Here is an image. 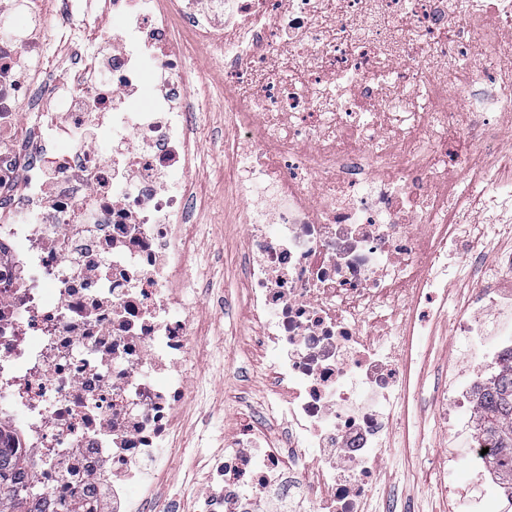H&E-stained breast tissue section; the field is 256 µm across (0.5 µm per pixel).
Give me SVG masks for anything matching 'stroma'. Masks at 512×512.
I'll return each mask as SVG.
<instances>
[{
    "label": "stroma",
    "instance_id": "stroma-1",
    "mask_svg": "<svg viewBox=\"0 0 512 512\" xmlns=\"http://www.w3.org/2000/svg\"><path fill=\"white\" fill-rule=\"evenodd\" d=\"M186 63L199 75L187 108L193 121L205 129L196 170L205 205L192 218L197 226L195 278L202 281L203 291L193 305L197 319L208 324L210 354L193 377L194 399L185 420L184 446L177 449L176 461L156 494L161 510L174 500L185 512L209 490L204 474L210 457L222 452L244 418L260 415L275 399L269 377L272 355L252 345L248 322L238 308L244 294L240 260L245 226L244 214L224 184L222 59L209 47L197 45ZM219 292L231 299L230 307L215 305L213 296ZM420 343L428 352V363L416 378L409 434L398 438L394 450L386 454L369 512H383L388 501L397 503L400 512H448L435 461L450 451L462 453L466 440L456 428L438 425L435 392L449 368L478 369L481 357L450 335L444 320L439 321L435 335L421 337Z\"/></svg>",
    "mask_w": 512,
    "mask_h": 512
}]
</instances>
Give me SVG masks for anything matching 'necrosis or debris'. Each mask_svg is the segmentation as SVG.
<instances>
[{
	"label": "necrosis or debris",
	"mask_w": 512,
	"mask_h": 512,
	"mask_svg": "<svg viewBox=\"0 0 512 512\" xmlns=\"http://www.w3.org/2000/svg\"><path fill=\"white\" fill-rule=\"evenodd\" d=\"M87 2L109 53L71 49L62 97L41 18L72 0L0 4V446L24 492L35 512H149L173 464L206 336L185 295L187 32L233 81L224 174L283 404L225 443L198 512H362L408 426L426 303L487 369L512 348V250L493 248L512 236V0ZM461 279L473 292L450 298ZM477 385L461 370L438 390L440 425L465 427Z\"/></svg>",
	"instance_id": "1"
}]
</instances>
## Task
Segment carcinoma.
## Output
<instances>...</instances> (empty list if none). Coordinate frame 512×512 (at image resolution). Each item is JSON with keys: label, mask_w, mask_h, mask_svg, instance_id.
<instances>
[{"label": "carcinoma", "mask_w": 512, "mask_h": 512, "mask_svg": "<svg viewBox=\"0 0 512 512\" xmlns=\"http://www.w3.org/2000/svg\"><path fill=\"white\" fill-rule=\"evenodd\" d=\"M478 427L490 445L489 464L512 473V459L501 451L512 449V349L504 352L491 384L479 394ZM20 459L0 448V512H32L26 496L16 493L13 479Z\"/></svg>", "instance_id": "carcinoma-1"}]
</instances>
